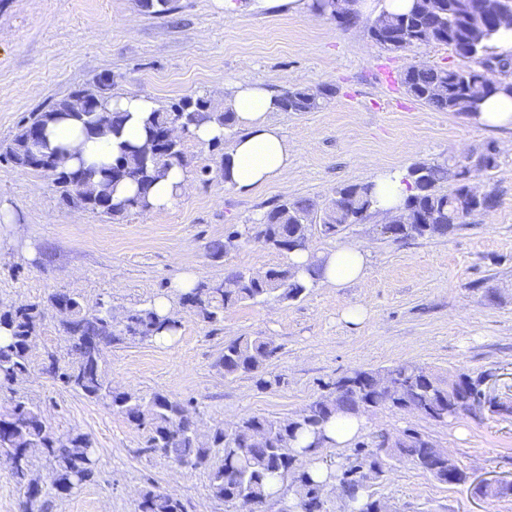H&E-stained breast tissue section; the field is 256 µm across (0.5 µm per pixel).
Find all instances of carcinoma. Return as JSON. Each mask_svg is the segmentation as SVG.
I'll return each mask as SVG.
<instances>
[{
    "label": "carcinoma",
    "instance_id": "carcinoma-1",
    "mask_svg": "<svg viewBox=\"0 0 512 512\" xmlns=\"http://www.w3.org/2000/svg\"><path fill=\"white\" fill-rule=\"evenodd\" d=\"M313 9L340 26L356 24L357 14L343 7L342 0H313ZM502 28H512V0L496 6V0H413L409 11L383 15L369 28L371 41L395 52L416 51L424 46L442 44L471 61L467 68H450L426 62H414L401 74L405 91L436 112L474 115L489 95H512V82L505 78L512 71V57L501 58L490 51L489 42ZM112 82L99 78L95 85L73 91L53 103L44 112H33L22 120L13 138L0 144V161L17 168L48 172L61 198L112 220L141 212L148 207L152 185L164 177L172 165L187 167L184 140L193 138L192 129L206 121L233 125V113L218 112L206 97L186 96L165 111L152 113L145 122V141L129 146L112 164L65 170L50 155L39 150L47 124L68 117L82 123L87 135L104 129L118 130L124 113L113 112L103 124L93 117L99 104L109 98ZM335 90L329 87L313 92L293 87L280 93L283 112H314L322 108ZM183 128V138L167 139L165 130L172 122ZM487 146L476 155L451 157L444 162L418 161L407 171L413 194L405 203V213L416 224L394 228V240L409 237L446 236L463 223L464 218L487 211L496 204V195L486 191L474 203L468 198L470 180L498 166L497 154ZM453 182L449 191L442 185ZM123 182L136 185V194L121 202H112L114 187ZM374 209V184L370 181L336 188L324 208L307 198L285 199L252 224L231 226L224 239L210 244L211 254L225 256L257 240L280 252L291 254L305 249L304 234L320 233L333 237L350 224H359ZM314 283L298 277L293 264L271 267L258 279L235 270L224 282L198 284L180 295L183 305L195 309L210 323L224 317V309L237 303H257L269 299L297 300ZM66 304L71 312L65 321V355L46 352L42 371L64 387L112 408L136 426L148 430L143 453H160L173 464L208 473L211 496L229 504L259 506L274 499H293L302 512H326L324 485L314 479L311 460L288 446L305 431H312L338 409L353 413H371L381 406L403 410L409 406L436 422L470 415V403L480 396L481 378L463 371L442 378L413 362L388 368L394 384L384 392L378 385L376 370H354L332 383L334 396L312 401L301 414L284 419L248 416L232 425L215 426L209 438L201 440L186 423L190 403L155 391L116 392L108 381L103 351L92 346L96 340L105 345L125 342H154L162 333L176 334L181 323L160 316L146 303L127 310L122 324L113 321L112 310L103 301L92 305L66 292L47 297L45 303L12 305L0 311V330L6 333L0 342V389L11 398L0 405V454L14 458L12 474L19 494L25 499L26 512H45L50 499L70 494L73 489L94 480L97 459L92 439L87 434L60 435L47 423L40 406L18 393L13 385L21 383L32 371L30 344L39 337L43 311ZM276 353L268 339L241 336L224 345L217 366L226 376L249 375L262 388L281 382L269 371L267 361ZM427 440L411 431L397 445L369 452L356 450L355 458L339 464L336 480L346 489L353 512H374L379 499L367 492L364 478L383 473V457L410 462L438 482L464 485L468 473L457 466L448 475V456L425 447ZM43 461L53 473L51 489L31 481L35 463ZM292 477L291 485L272 491L273 485ZM135 512H185L181 500L149 485L138 496Z\"/></svg>",
    "mask_w": 512,
    "mask_h": 512
}]
</instances>
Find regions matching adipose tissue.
Wrapping results in <instances>:
<instances>
[{
	"label": "adipose tissue",
	"instance_id": "1",
	"mask_svg": "<svg viewBox=\"0 0 512 512\" xmlns=\"http://www.w3.org/2000/svg\"><path fill=\"white\" fill-rule=\"evenodd\" d=\"M159 107L157 100L143 95H112L107 111L127 116L120 134L89 136L79 124L64 118L48 124L47 149L57 154L61 168L67 170L83 164L112 163L120 156L122 144L143 142L144 121ZM224 107L235 114L233 126L206 122L195 127L194 136L203 145L226 144L227 186L245 192L280 178L288 169L291 148L282 127L272 119L279 110L277 91L262 82L238 83L225 90ZM372 181L376 188L375 209L388 218L399 215L409 194L403 175L381 168ZM190 184L186 169L172 167L149 192L150 212L171 208L187 195ZM314 257L319 260L320 283L340 288L365 276L369 250L359 243L315 256L305 251L292 255L291 260L303 267ZM367 426L365 416L339 411L322 424L321 430L328 446L345 448Z\"/></svg>",
	"mask_w": 512,
	"mask_h": 512
}]
</instances>
